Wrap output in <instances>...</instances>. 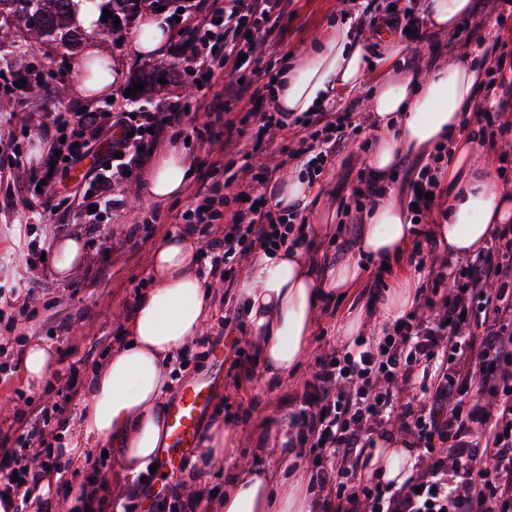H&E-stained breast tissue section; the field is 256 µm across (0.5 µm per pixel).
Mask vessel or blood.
I'll use <instances>...</instances> for the list:
<instances>
[{"label": "vessel or blood", "instance_id": "b4317fda", "mask_svg": "<svg viewBox=\"0 0 512 512\" xmlns=\"http://www.w3.org/2000/svg\"><path fill=\"white\" fill-rule=\"evenodd\" d=\"M209 400L207 387L192 380L184 385L178 401L166 410L167 446L156 461L157 470L176 469L187 450L195 446L200 417Z\"/></svg>", "mask_w": 512, "mask_h": 512}]
</instances>
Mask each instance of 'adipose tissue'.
<instances>
[{
  "instance_id": "obj_1",
  "label": "adipose tissue",
  "mask_w": 512,
  "mask_h": 512,
  "mask_svg": "<svg viewBox=\"0 0 512 512\" xmlns=\"http://www.w3.org/2000/svg\"><path fill=\"white\" fill-rule=\"evenodd\" d=\"M403 52L395 38L380 60H372L366 44L353 42L340 28L314 42L276 79V104L283 112H310L318 103L367 91L375 138L368 165L376 178H385L400 157L425 155L447 140L454 148L437 223L419 228L400 202L385 198L365 214L352 255L327 271L298 250L281 248L250 259L238 299L246 307L247 331L268 375L284 379L296 372L309 352L326 294L351 288L369 264L391 262L423 232L441 254L472 256L498 224L512 219V194L494 187L487 167L476 161V140L460 134L463 115L474 104L476 72L463 60L408 71L398 65ZM98 54L96 46H89L75 62L81 75L78 90L87 98L110 95L120 80L119 71L109 68L86 76ZM377 64L387 72L379 81L370 77ZM192 171L191 159L179 148H165L148 177L153 200L180 197ZM198 251V242L188 234L169 236L151 251L152 286L128 321L129 341L113 349L89 382L80 416L84 437L74 443V463H82L92 439L110 442L134 468L164 447L171 365L202 335L211 314L212 291L197 272ZM376 445L374 464L383 479L402 485L412 474L408 439L393 434L378 438ZM273 481L265 470H236L214 512H310L303 468H295L288 493L273 494Z\"/></svg>"
}]
</instances>
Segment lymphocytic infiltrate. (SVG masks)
<instances>
[{
  "mask_svg": "<svg viewBox=\"0 0 512 512\" xmlns=\"http://www.w3.org/2000/svg\"><path fill=\"white\" fill-rule=\"evenodd\" d=\"M379 9L371 0L354 15L355 36L379 22L406 30L409 44L424 40V15L391 0ZM291 0H225L213 8L194 0L204 16L180 44L199 86L153 110L112 112L54 108L40 135L49 144L45 161L30 169L27 188L44 199L47 212L62 222L100 229L102 213L123 208L121 187L137 178L160 140L182 134L205 139L208 148L235 135L234 122L223 136L203 137L189 123L192 111H218L213 93L215 68L229 74L255 63V49L282 26ZM490 68L485 96L475 105L483 125L482 142L512 131V57L506 43L493 39L483 49ZM264 130L283 133L281 152L307 173L321 172L345 147L346 127L357 125L352 107L335 112H263ZM92 159L83 192L58 184L60 172ZM442 148L426 162L409 166L400 191L421 223H428L441 194ZM278 166L264 165L258 190H247L248 205L230 222L201 204L185 212L206 240L211 271L234 259L287 245L288 220L269 200L278 193ZM445 286L439 298H426L432 318L405 312L380 335L360 336L351 350L320 356L301 403L290 418L294 435L287 445L317 460L319 496L313 512H512V227L493 236L486 249L465 262L433 273ZM60 399L16 409L12 444L0 447V495L17 498L16 512H67L64 496L43 497L47 474L66 475L72 459L52 447L53 427L66 423L72 402L84 395L79 369L69 365ZM412 436L417 460L408 480L393 487L370 470L376 430L388 424Z\"/></svg>",
  "mask_w": 512,
  "mask_h": 512,
  "instance_id": "f902f5d3",
  "label": "lymphocytic infiltrate"
}]
</instances>
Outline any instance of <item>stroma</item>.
<instances>
[{"label": "stroma", "instance_id": "obj_1", "mask_svg": "<svg viewBox=\"0 0 512 512\" xmlns=\"http://www.w3.org/2000/svg\"><path fill=\"white\" fill-rule=\"evenodd\" d=\"M191 3L192 0H171L163 11L171 49L157 58H142L133 52L132 41L138 20H130L126 34L120 38L88 29L86 43L98 45L113 66L123 71L124 81L113 89V97L131 93L133 101L147 109L165 98L187 93L185 82L169 80L162 83L156 74L172 66L181 70L186 67L185 62L176 59L172 48L184 38L185 30L191 24ZM344 7L343 0H294L284 27L275 34V44L259 50V69L271 77L287 59H298L318 36L343 24ZM6 29L11 45L21 46L24 54L20 57L13 54L11 45L0 49V72L12 75L30 69L40 72L45 76L47 88L38 97L31 96L24 88H14L9 94L0 89V113L44 112L60 104L77 109L104 107V100L94 101L77 91L79 75L74 62L80 57V50L31 38L26 23L17 17L7 21ZM469 39L463 37L453 43L448 33L430 30L425 41L409 46L404 60L409 65L418 58L426 64L447 58L452 60L466 46L471 49L472 59H479L481 49L470 46ZM139 82L143 83V90L134 91V84ZM219 117L234 119L241 128L240 136L233 138L220 159L221 167H214L213 162L217 159L207 148L194 141L183 142L182 147L195 166V174L183 196L167 203L155 202L148 193L145 178H138L128 183L125 190L126 211L102 215L100 234H90L78 224L60 227L40 220L37 210L25 209L20 203L11 207L0 205V309L9 308L11 304L8 288L17 285L21 279L33 278L34 286L39 290L37 314L33 319L19 321L17 331L49 346L56 356V364L42 385L29 384L20 371L0 380V403L25 399L43 402L48 387L63 386L66 368L73 361L82 360L80 377L84 380L105 361L106 352L91 349L97 336H111L116 346L127 341V320L135 296L146 288L151 278L148 256L167 237L183 231L181 215L196 207L194 194L201 182L218 183L212 208L219 211L223 219H230L236 212V189L223 184L226 171H237L241 164L239 152L244 148L253 151V168H261L271 155L279 152L282 142L270 134L259 133L257 123L248 117L242 103L226 96L222 100L221 114L199 110L196 124L206 130ZM372 146L370 129L354 130L345 148L316 179L315 192L302 213L304 223L344 227L336 238L315 240L311 253L321 264H336L352 253L360 230L355 223V207L361 201L359 175L366 168L365 159ZM71 234L82 237L86 260L69 279L58 280L48 267L32 275L27 273V246L32 240H39L41 246L48 249L56 237ZM356 313L365 314L373 327L380 326L384 320L380 306L370 305L362 288L341 291L327 298L307 358L296 374L285 381L267 375L260 367L255 368L251 377H240L235 365V350L226 348L225 339L219 336L217 329L207 328L208 342L194 345L176 364L168 399L176 401L187 380L208 379L212 403L200 428L208 430L214 422H223L228 415H235L234 426L240 434V443L230 457L206 462L201 459V448H194L177 475H166L153 484L150 503L164 501L170 484L177 478L193 486L201 484L223 491L235 465L249 466L257 459L262 460L264 470L276 473L280 480H287L294 464L283 457L279 449L283 439L289 436V417L300 404L305 382L312 378L316 357L331 348H342L336 327L347 316ZM218 349L223 352L219 362L213 358ZM94 455L98 459L96 468L69 473L70 484L76 486L90 480L101 490L111 491L134 479V471L116 454H104L98 446Z\"/></svg>", "mask_w": 512, "mask_h": 512}]
</instances>
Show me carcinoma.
I'll use <instances>...</instances> for the list:
<instances>
[{
    "label": "carcinoma",
    "mask_w": 512,
    "mask_h": 512,
    "mask_svg": "<svg viewBox=\"0 0 512 512\" xmlns=\"http://www.w3.org/2000/svg\"><path fill=\"white\" fill-rule=\"evenodd\" d=\"M105 4L112 17L105 30L116 35L122 30L114 21L123 19L142 9H154L161 0H0V16H21L35 36L46 41H58L77 47L85 39L86 31L77 20V10L86 2Z\"/></svg>",
    "instance_id": "obj_1"
}]
</instances>
